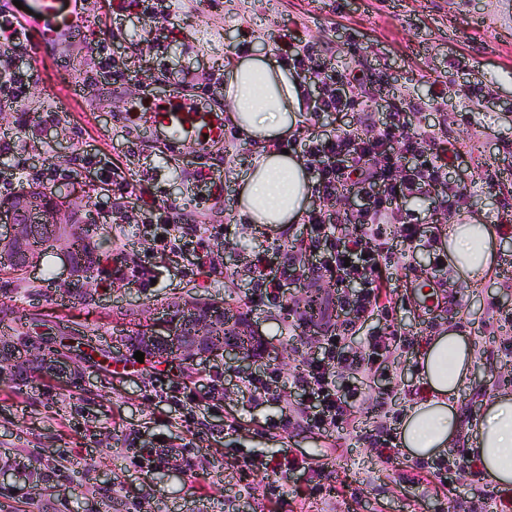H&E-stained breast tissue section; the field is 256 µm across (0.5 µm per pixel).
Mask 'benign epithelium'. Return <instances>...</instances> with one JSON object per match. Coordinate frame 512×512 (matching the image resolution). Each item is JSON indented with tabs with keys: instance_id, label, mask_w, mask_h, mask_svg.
Listing matches in <instances>:
<instances>
[{
	"instance_id": "1",
	"label": "benign epithelium",
	"mask_w": 512,
	"mask_h": 512,
	"mask_svg": "<svg viewBox=\"0 0 512 512\" xmlns=\"http://www.w3.org/2000/svg\"><path fill=\"white\" fill-rule=\"evenodd\" d=\"M79 209L67 196L55 191L22 187L9 200L0 203V248L11 250L12 261L27 271L36 267L45 253L59 251L68 267L65 293L72 295L84 288L86 273L74 267L71 234L86 223ZM200 304L185 303L184 315L161 329H136L131 336L145 337L170 347L188 348L192 360L203 357L230 356L235 346L213 345L205 341L207 332L195 322ZM36 353L15 344L0 353V360H33Z\"/></svg>"
}]
</instances>
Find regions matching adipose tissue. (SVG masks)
<instances>
[{"label":"adipose tissue","instance_id":"adipose-tissue-1","mask_svg":"<svg viewBox=\"0 0 512 512\" xmlns=\"http://www.w3.org/2000/svg\"><path fill=\"white\" fill-rule=\"evenodd\" d=\"M305 96L302 78L270 56L241 57L226 69L224 110L240 138L256 147L238 196L241 215L256 229L297 223L312 195L303 158L275 148L301 122ZM445 250L454 279L466 286L482 282L497 262L492 226L472 219L449 221ZM474 363L472 344L455 330L426 346L420 361L426 398L408 407L400 428L401 444L409 452L429 456L459 436L458 393L470 381ZM469 442L485 477L512 488V395L497 394L486 404Z\"/></svg>","mask_w":512,"mask_h":512}]
</instances>
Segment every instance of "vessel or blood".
<instances>
[{
  "instance_id": "b4317fda",
  "label": "vessel or blood",
  "mask_w": 512,
  "mask_h": 512,
  "mask_svg": "<svg viewBox=\"0 0 512 512\" xmlns=\"http://www.w3.org/2000/svg\"><path fill=\"white\" fill-rule=\"evenodd\" d=\"M27 4L19 19L37 30L48 46L80 37L90 23L87 0H27ZM142 117L172 148L188 145L202 154L224 139L223 112L198 97L173 96L152 104Z\"/></svg>"
}]
</instances>
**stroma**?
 <instances>
[{"instance_id":"35a3bbf8","label":"stroma","mask_w":512,"mask_h":512,"mask_svg":"<svg viewBox=\"0 0 512 512\" xmlns=\"http://www.w3.org/2000/svg\"><path fill=\"white\" fill-rule=\"evenodd\" d=\"M88 2L92 29L60 44L39 66L41 39L31 32L23 63L35 78L18 109L0 111V132H9L17 111L36 116L65 104L71 121L23 135L21 149L33 166L60 167L55 190L89 205L101 227L98 248L108 257L105 275L92 280V298L81 304L54 288L67 276L59 254H46L39 269L21 276L0 274V309L25 327L0 328V342L26 334L63 344L72 369L64 386L17 371L0 380V512H198L203 505L208 512H464L467 504L476 512H512V490L479 475H461L448 496L436 483H409L413 456L397 447L381 459L350 429L331 436L306 426L259 432L266 419L295 412L299 393L285 388L279 401L253 409L240 377L271 365L291 380L318 353L319 337L311 329L289 333L278 309L248 307L246 271L263 249H288L303 227L266 233L243 222L237 175L248 170L253 149L234 125L199 156L186 147L162 151L146 126L125 116L131 102L167 99L182 79L203 83L243 54H273L284 36L342 62L353 48L412 110L406 135L431 129L435 145L452 146L465 160V169H448L462 212L512 225V0H173L162 68L152 63L151 23L133 0ZM116 58L125 62L128 80L115 86L89 80ZM441 89L447 97L433 105ZM89 145L112 163L132 159L133 179L148 182L142 207L168 205L180 226H223L222 236L204 240L205 271L181 274L179 259L157 254L152 232L137 225L114 238L110 217L120 202L89 184L80 167ZM204 174L222 185L223 205L186 199L187 187ZM133 260L154 269L155 284L137 288L116 274ZM436 279L447 302L433 312L408 298L405 282H395L393 322L418 352L451 328L474 346L472 379L459 393L462 435L454 445L462 448L484 402L512 392V356L501 351L512 344V323L483 325L492 307L512 311V232L499 234L497 263L480 287L458 284L445 272ZM187 301L247 313L250 331L268 343L267 356L248 366L200 360L189 369L172 357L159 373H124L134 355L115 347L117 330L165 318ZM381 384L394 393L391 409L402 412L422 379L417 366L401 359ZM190 390L204 392L206 409L185 423ZM141 448L149 456L137 457ZM292 452L320 467L326 494H311L310 475L285 468ZM260 456L272 469L240 479L238 463ZM346 485L359 489V500L339 496Z\"/></svg>"}]
</instances>
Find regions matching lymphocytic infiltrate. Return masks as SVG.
<instances>
[{"label":"lymphocytic infiltrate","mask_w":512,"mask_h":512,"mask_svg":"<svg viewBox=\"0 0 512 512\" xmlns=\"http://www.w3.org/2000/svg\"><path fill=\"white\" fill-rule=\"evenodd\" d=\"M29 31L9 14L0 15V104H15L25 99L32 81L29 70L16 59L26 48ZM281 63L292 67L305 83L317 87L314 111L345 117L363 113L365 131L339 130L304 139L287 141L288 150H301L314 179L313 192L329 198L346 189L358 202L350 213L340 214L312 209L305 218L306 235L288 251H275L256 257L252 269L256 282L251 290L257 306L284 310L290 328L314 325L320 337L319 353L304 361L293 383L304 400L296 415L281 414L266 420L262 430L272 434L298 422L326 432L345 428L353 410L366 398L372 383L384 375L391 361L400 359L406 347L401 330L372 331L366 345L348 341L352 330L375 319L391 322V282L395 273L418 275V267L405 259H393L396 244L416 246L427 251L431 271L437 272L447 260L437 232L429 230L424 217L404 210L403 202L426 195L436 206L455 213L457 192L448 181L447 152L427 149L428 131L404 136L409 113L398 101H390L385 121H376L372 100L380 84L375 73L340 65L334 59L295 46L282 50ZM89 176L98 184L111 186L124 205L113 212L116 224H157L162 236L161 251L180 254L190 269H202L204 254L191 247L163 216L144 213L140 197L123 168L100 161L91 163ZM329 280L333 294H320L318 306L307 310L285 298L286 282ZM348 372L351 379L337 385L335 369ZM240 391L252 407L265 405L278 396L284 386L277 368L263 374L241 378ZM474 463L462 451L447 457L413 465L415 480L435 479L451 492L459 471Z\"/></svg>","instance_id":"lymphocytic-infiltrate-1"}]
</instances>
